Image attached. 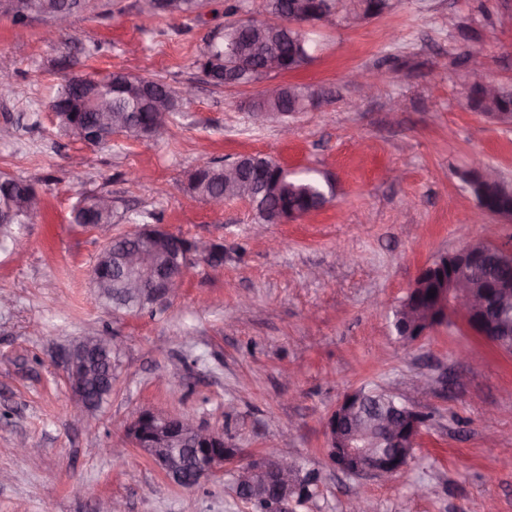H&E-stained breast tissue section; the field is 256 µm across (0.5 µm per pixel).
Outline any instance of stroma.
<instances>
[{
    "instance_id": "obj_1",
    "label": "stroma",
    "mask_w": 512,
    "mask_h": 512,
    "mask_svg": "<svg viewBox=\"0 0 512 512\" xmlns=\"http://www.w3.org/2000/svg\"><path fill=\"white\" fill-rule=\"evenodd\" d=\"M207 0L201 20L152 15L149 0H87L54 42L39 20L0 15V68L17 75L0 99V173L31 183L45 219L0 251V512H254L229 473L191 489L170 481L125 436L141 410L193 418L256 455H290L318 472L296 512H512V353L459 320L415 342L392 331L419 270L468 242L512 248V223L468 204L462 171L490 165L512 181V125L472 111L464 52L512 84V0H399L389 13L310 32L309 61L280 76L318 89L317 106L255 119L263 82L217 86L198 62L230 20H261L262 0ZM129 73L194 94L155 136L92 146L57 125L50 99L75 76ZM385 78L373 95L355 69ZM254 154L336 185L323 209L260 224L244 201L215 209L190 187L204 163ZM112 198V224H72L84 197ZM224 247L195 260L181 295L137 313L98 304L91 271L110 238L141 217ZM118 348L112 393L75 411L64 356L81 337ZM429 376L427 393L414 388ZM382 389L426 415L407 473L355 477L332 467L327 416L350 392ZM28 440L38 463L19 456Z\"/></svg>"
}]
</instances>
